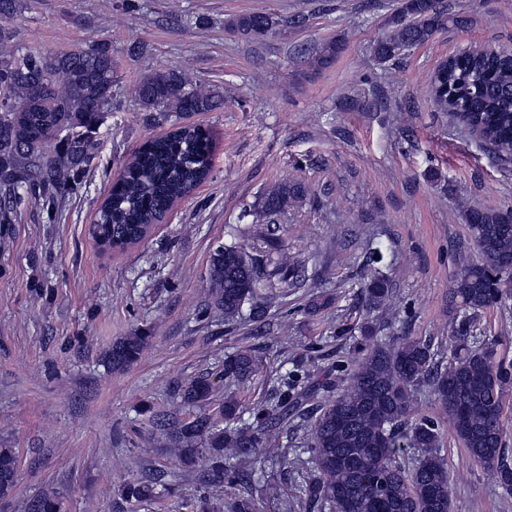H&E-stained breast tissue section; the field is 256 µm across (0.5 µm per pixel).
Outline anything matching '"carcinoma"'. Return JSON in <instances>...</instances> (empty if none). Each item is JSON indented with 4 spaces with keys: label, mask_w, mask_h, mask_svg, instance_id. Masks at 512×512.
Instances as JSON below:
<instances>
[{
    "label": "carcinoma",
    "mask_w": 512,
    "mask_h": 512,
    "mask_svg": "<svg viewBox=\"0 0 512 512\" xmlns=\"http://www.w3.org/2000/svg\"><path fill=\"white\" fill-rule=\"evenodd\" d=\"M20 12V0H0V202L12 203L22 189L38 188L53 199L73 189L94 150L104 114L112 106L116 82L112 48L97 43L86 49L45 57L36 51L11 49L9 23ZM467 20L445 13L438 0H400L390 30L375 45L383 64L407 49L428 42L448 24ZM278 21L265 12L228 20L247 38L273 33ZM340 43H325L316 58L330 65ZM443 112L475 133L495 154L512 160V55L489 49L466 51L448 60L430 83ZM145 110L191 115L213 112L222 101L178 70H158L133 90ZM213 139L210 130L181 124L163 137L145 142L123 167L97 210L94 238L120 247L143 241L172 206L189 196L210 174ZM306 188L283 182L272 186L257 207L245 213L263 225L251 251L234 244L214 247L208 260L212 308L226 320L243 316L259 322L273 296L298 288L306 280V262L277 248L282 219L304 201ZM465 223L478 259L462 265L448 291L456 316L450 325L448 364L439 365L431 341L387 336L378 315L388 309L393 288L375 268L359 282L369 317L360 325L356 346L362 357L336 379L325 383L330 399L311 428L315 466L306 497L311 507L329 512H451L450 472L443 454L438 422L415 416V402L429 387L448 413V426L472 462L490 470L505 493L512 494V452L506 444L504 397L512 389V361L500 357V341L473 334L478 315L491 307L512 308V209L468 207ZM150 335L142 330L112 344L107 360L121 370L137 362ZM262 360L251 349L224 358V379L245 382L260 372ZM295 389L280 393L273 406L250 411L241 423L239 402L224 398L212 413L191 421H174L166 432L168 448L181 466L201 465V490L190 512H256L251 478L240 463L264 444L267 421L288 420ZM209 377H197L181 389V404L204 408L212 399ZM415 457L400 455L402 447ZM19 456L0 448V498L16 483ZM165 483L131 481L118 488L127 504L148 503ZM239 486L224 506L220 489ZM28 512H60L57 497L43 492Z\"/></svg>",
    "instance_id": "1"
}]
</instances>
